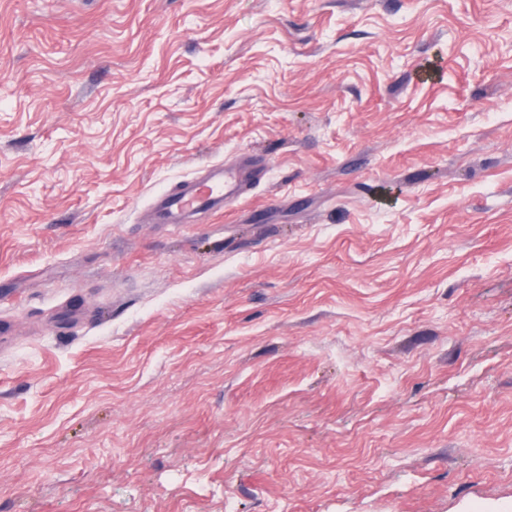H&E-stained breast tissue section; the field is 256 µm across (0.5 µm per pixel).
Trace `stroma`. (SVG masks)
Here are the masks:
<instances>
[{"label":"stroma","mask_w":512,"mask_h":512,"mask_svg":"<svg viewBox=\"0 0 512 512\" xmlns=\"http://www.w3.org/2000/svg\"><path fill=\"white\" fill-rule=\"evenodd\" d=\"M0 292V512H512V0H0ZM265 162L243 155L231 164L207 165L203 175L156 194L150 215L157 224H186L197 214L224 210V205L245 196L264 171Z\"/></svg>","instance_id":"35a3bbf8"}]
</instances>
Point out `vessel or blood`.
<instances>
[{
	"instance_id": "1",
	"label": "vessel or blood",
	"mask_w": 512,
	"mask_h": 512,
	"mask_svg": "<svg viewBox=\"0 0 512 512\" xmlns=\"http://www.w3.org/2000/svg\"><path fill=\"white\" fill-rule=\"evenodd\" d=\"M264 168V162L248 154L231 164L207 165L200 177L156 194L149 212L156 223L185 224L195 215L222 211L247 194Z\"/></svg>"
}]
</instances>
